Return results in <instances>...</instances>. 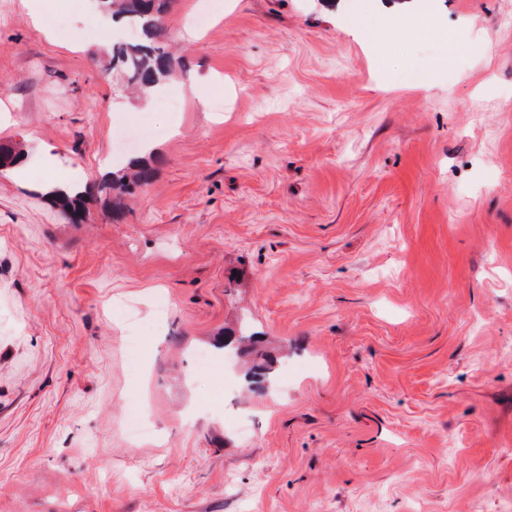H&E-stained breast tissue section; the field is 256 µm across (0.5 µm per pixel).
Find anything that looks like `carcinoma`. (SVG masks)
Listing matches in <instances>:
<instances>
[{"label": "carcinoma", "instance_id": "cac0c4a2", "mask_svg": "<svg viewBox=\"0 0 512 512\" xmlns=\"http://www.w3.org/2000/svg\"><path fill=\"white\" fill-rule=\"evenodd\" d=\"M98 11L112 18V22L127 27L134 26L140 32L136 41H119L112 44V69L123 73L127 84L144 91L161 84L171 71V62L165 49L155 41L160 35L159 22L169 0H94ZM20 159V149L15 145H0V169L10 168ZM154 178L153 169L130 163L115 170L99 185V191L107 196L120 195L149 184ZM50 201L58 206L69 221H84L87 194L74 189L73 195H56Z\"/></svg>", "mask_w": 512, "mask_h": 512}]
</instances>
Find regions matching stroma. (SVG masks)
<instances>
[{"label": "stroma", "mask_w": 512, "mask_h": 512, "mask_svg": "<svg viewBox=\"0 0 512 512\" xmlns=\"http://www.w3.org/2000/svg\"><path fill=\"white\" fill-rule=\"evenodd\" d=\"M201 2L145 107L90 0H0V512H512V0ZM154 178V171L145 165L130 163L126 167L112 171L111 175L99 185V191L112 197L116 191L115 204H119L120 196L134 188L149 184ZM44 196L58 206L71 223L78 224L84 221L88 203L85 192L74 187L72 196L56 195L51 197L48 193H45Z\"/></svg>", "instance_id": "35a3bbf8"}]
</instances>
